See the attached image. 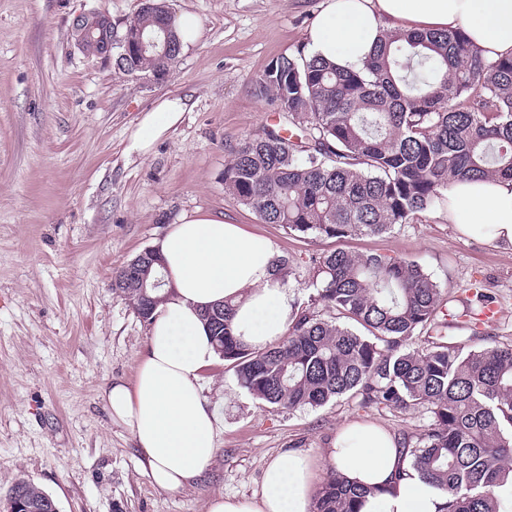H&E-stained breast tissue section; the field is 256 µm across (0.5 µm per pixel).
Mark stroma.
<instances>
[{
  "label": "stroma",
  "instance_id": "1",
  "mask_svg": "<svg viewBox=\"0 0 512 512\" xmlns=\"http://www.w3.org/2000/svg\"><path fill=\"white\" fill-rule=\"evenodd\" d=\"M323 3L169 0L172 14L198 18L201 36L153 81L71 38L78 15L102 10L119 24L139 0H0V503L25 479L58 512H206L213 497L252 496L278 454L317 461L340 426L374 423L400 438L427 430L423 407L348 397L315 409L269 407L217 358L204 371L208 398L224 405L217 454L194 485L153 486L129 427L103 398L108 384L134 381L148 335L112 277L186 215L221 216L271 238L303 302L328 252L415 261L458 315L449 341L512 344V252L460 238L443 202L382 235L303 238L225 191L230 151L286 124L254 95L255 79L304 44ZM172 96L189 99L191 110L148 154L128 153L142 116ZM481 293L496 311L477 323L463 310Z\"/></svg>",
  "mask_w": 512,
  "mask_h": 512
}]
</instances>
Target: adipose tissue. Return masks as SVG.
Returning <instances> with one entry per match:
<instances>
[{"label":"adipose tissue","mask_w":512,"mask_h":512,"mask_svg":"<svg viewBox=\"0 0 512 512\" xmlns=\"http://www.w3.org/2000/svg\"><path fill=\"white\" fill-rule=\"evenodd\" d=\"M446 29L463 30L487 59L512 57V0H325L308 29V48L359 71L384 32ZM188 109L183 97L163 99L142 117L129 152L147 153ZM446 197L448 221L461 236L512 250V179L456 182ZM159 249L174 293L155 313L133 385H111L104 397L112 416L129 427L151 482L177 492L209 467L224 422L220 406L204 394L203 370L216 353L201 311L232 300L235 333L262 345L284 334L294 292L274 272L276 244L238 224L186 216ZM320 458L365 488L361 512L445 508V496L401 460L396 436L378 425L342 426ZM315 494L312 462L287 452L266 464L258 493L215 497L207 512H312Z\"/></svg>","instance_id":"ef3b65f1"}]
</instances>
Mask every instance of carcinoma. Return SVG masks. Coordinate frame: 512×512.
Returning <instances> with one entry per match:
<instances>
[{
	"label": "carcinoma",
	"mask_w": 512,
	"mask_h": 512,
	"mask_svg": "<svg viewBox=\"0 0 512 512\" xmlns=\"http://www.w3.org/2000/svg\"><path fill=\"white\" fill-rule=\"evenodd\" d=\"M163 0L118 34L155 39L117 68L151 77L173 67L181 41ZM299 129L244 138L224 166V189L267 224L303 236L380 235L444 199L457 180L512 179V58L487 61L462 31L385 33L364 70H339L300 48L255 82ZM161 264L137 255L112 290L150 321L166 296ZM314 293L294 303L286 333L252 346L232 328L235 304L204 311L211 339L238 383L273 407L317 408L345 395L360 404L430 409L427 433L401 458L446 497L444 512H512V345L439 341L407 348L422 329L448 326L438 285L416 262L333 251L316 263ZM328 313L323 317L317 311ZM361 326L358 333L351 325ZM34 512L48 494L24 482ZM360 489L330 470L315 512H359Z\"/></svg>",
	"instance_id": "1"
}]
</instances>
